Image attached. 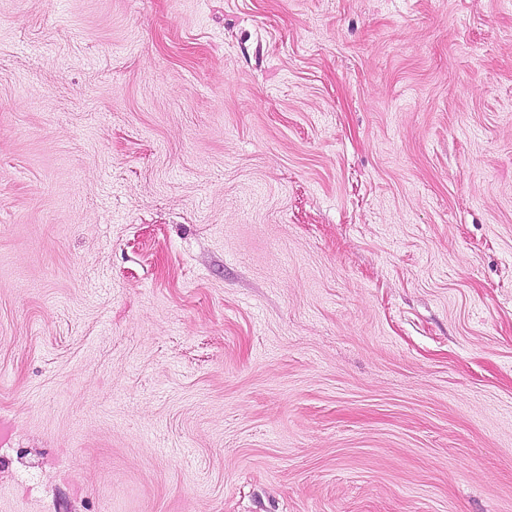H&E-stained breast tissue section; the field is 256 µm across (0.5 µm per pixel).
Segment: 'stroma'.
<instances>
[{
	"label": "stroma",
	"instance_id": "obj_1",
	"mask_svg": "<svg viewBox=\"0 0 512 512\" xmlns=\"http://www.w3.org/2000/svg\"><path fill=\"white\" fill-rule=\"evenodd\" d=\"M0 512H512V0H0Z\"/></svg>",
	"mask_w": 512,
	"mask_h": 512
}]
</instances>
